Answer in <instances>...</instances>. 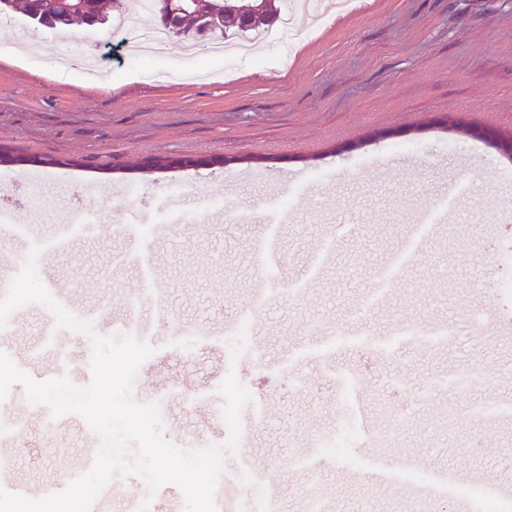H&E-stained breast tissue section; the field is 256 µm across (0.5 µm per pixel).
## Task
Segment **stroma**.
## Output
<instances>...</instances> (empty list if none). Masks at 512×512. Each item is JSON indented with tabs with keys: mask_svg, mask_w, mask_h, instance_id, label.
<instances>
[{
	"mask_svg": "<svg viewBox=\"0 0 512 512\" xmlns=\"http://www.w3.org/2000/svg\"><path fill=\"white\" fill-rule=\"evenodd\" d=\"M127 28L49 29L0 16V145L70 165H0V289L33 245L38 270L95 315L99 333L137 322L165 296L183 331H153L168 378L140 366L134 398L161 407L164 436L186 450L224 433L218 387L235 372L261 427L227 457L235 481L269 473L284 512H303L318 439L346 417L364 463L410 454L512 490V342L479 338L472 316L512 333V158L445 129L463 117L512 135V0H367L311 24L301 13L278 42L232 59L210 41L182 56L133 55ZM51 49L9 61L20 37ZM83 59L65 79L53 59ZM194 154L214 166L143 171L147 156ZM372 305L364 300L374 289ZM248 347L229 359L240 320ZM24 371L92 379L89 338L29 304L0 334ZM200 386L184 391L182 377ZM15 384L0 417V483L32 498L83 466L99 440L79 415L49 426ZM211 418L210 434L195 433ZM390 435L388 447L374 436Z\"/></svg>",
	"mask_w": 512,
	"mask_h": 512,
	"instance_id": "obj_1",
	"label": "stroma"
}]
</instances>
